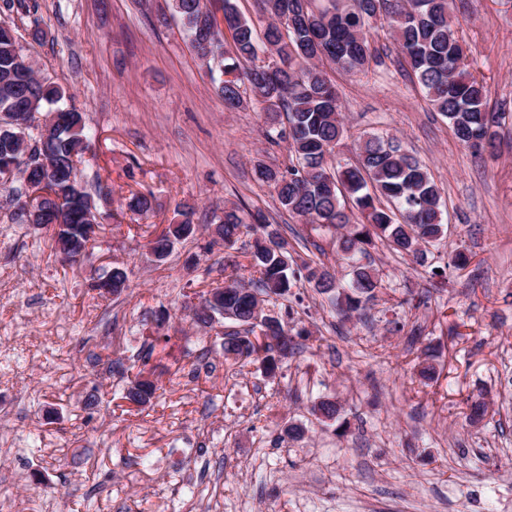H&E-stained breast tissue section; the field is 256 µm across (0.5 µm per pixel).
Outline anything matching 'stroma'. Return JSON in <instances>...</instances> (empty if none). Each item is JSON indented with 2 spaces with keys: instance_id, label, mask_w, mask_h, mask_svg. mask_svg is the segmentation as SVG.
Returning <instances> with one entry per match:
<instances>
[{
  "instance_id": "1",
  "label": "stroma",
  "mask_w": 512,
  "mask_h": 512,
  "mask_svg": "<svg viewBox=\"0 0 512 512\" xmlns=\"http://www.w3.org/2000/svg\"><path fill=\"white\" fill-rule=\"evenodd\" d=\"M449 14L489 107L512 113V0H454ZM1 21L62 106L82 112L78 179L112 203L67 262L45 228L12 220L0 187V512H512V140L495 159L462 145L391 41L368 73L331 71L348 130L340 159L354 161L366 135L395 138L429 168L448 232L423 266L370 247L383 288L365 319L302 280L264 299L300 333L269 377L225 359L193 320L251 243L211 247L225 207L263 213L339 278L349 269L335 229L289 215L260 179L259 165L289 155L261 104L225 111L169 0H0ZM134 193L151 196L150 212L127 209ZM186 205L195 236L156 259L152 232ZM459 251L467 267L449 268ZM112 267L128 287L99 296L93 280ZM155 338L164 349L142 363ZM430 346L437 373L424 381ZM140 371L158 390L137 407L123 390ZM480 397L497 424L469 423ZM323 398L342 404L339 424L313 414Z\"/></svg>"
}]
</instances>
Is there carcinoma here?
<instances>
[{
  "instance_id": "cac0c4a2",
  "label": "carcinoma",
  "mask_w": 512,
  "mask_h": 512,
  "mask_svg": "<svg viewBox=\"0 0 512 512\" xmlns=\"http://www.w3.org/2000/svg\"><path fill=\"white\" fill-rule=\"evenodd\" d=\"M270 21L262 36L232 0H223L224 20L232 44L211 30L202 0H172V8L185 25L193 49L198 40L209 41L212 58L220 59L217 91L224 107L243 104L241 89H250L264 104L275 123L286 115L287 126L277 136L288 140L291 160L284 167L258 168L260 178L272 188L282 209L308 224H327L336 229V253L350 268L346 282L337 280L324 264L296 259L278 225L261 214L246 222L243 211L224 208L211 245L233 247L244 233L253 236L248 264L222 286L220 303L206 298L196 308V323L207 325L212 316L245 327V332L224 334V357L238 362H258L272 375L278 362L294 352V327L287 319L261 315L258 295H286L293 282L305 279L321 294H336L339 313L349 317L365 309L382 288L377 269L363 262L367 247L379 239L399 254L425 262L424 247L444 234L443 201L428 169L406 152L399 142L368 135L358 144L354 162L337 157V147L347 129L338 112L336 89L322 66L358 74L377 60L373 34L378 28L396 44L405 64L414 73L433 108L448 119L456 138L469 147L493 146L496 128L512 113L487 109V91L467 69V50L448 19V0H264ZM16 39L0 27V114L8 131L0 137V159L22 156L21 144L38 142L32 135L51 128L55 140L51 164L60 168L59 183H38L36 206L56 209L63 223L52 224L54 244H69L83 237L84 212L98 204L78 190L72 159H82L88 148L82 115L74 109L54 107L63 94L39 79L33 66L16 69L12 56ZM271 61L256 65L259 53ZM178 219L150 240L154 255L163 259L172 244L194 235L193 211H177ZM156 391L153 381L138 374L124 390L123 398L144 405ZM313 412L323 422L339 418L341 405L320 400Z\"/></svg>"
}]
</instances>
